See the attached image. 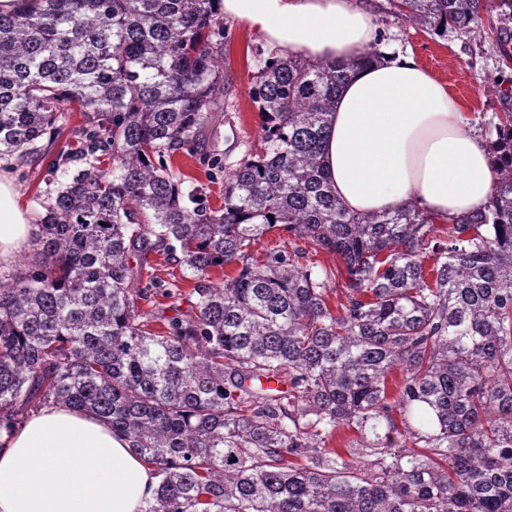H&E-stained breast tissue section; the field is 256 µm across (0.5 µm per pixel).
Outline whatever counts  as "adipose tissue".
Returning a JSON list of instances; mask_svg holds the SVG:
<instances>
[{
	"instance_id": "adipose-tissue-1",
	"label": "adipose tissue",
	"mask_w": 512,
	"mask_h": 512,
	"mask_svg": "<svg viewBox=\"0 0 512 512\" xmlns=\"http://www.w3.org/2000/svg\"><path fill=\"white\" fill-rule=\"evenodd\" d=\"M225 20L266 46L314 61L356 58L375 43L371 12L351 0H221ZM331 186L353 213L413 199L428 212L484 210L492 174L484 140L461 104L409 53L360 67L344 87L323 144ZM41 232L0 169V269ZM157 479L111 426L89 411L48 405L0 437V512H138Z\"/></svg>"
}]
</instances>
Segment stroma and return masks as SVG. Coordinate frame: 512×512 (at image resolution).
I'll return each instance as SVG.
<instances>
[{
  "label": "stroma",
  "instance_id": "35a3bbf8",
  "mask_svg": "<svg viewBox=\"0 0 512 512\" xmlns=\"http://www.w3.org/2000/svg\"><path fill=\"white\" fill-rule=\"evenodd\" d=\"M356 4L375 15L380 32L378 48L413 53L434 78L457 95L479 135H487L497 115L512 112V69L505 67L497 51L495 13L483 14L476 32L451 30L436 35L393 14L388 0H356ZM226 28L229 38L224 45V96L228 105L215 116L208 134L217 139L224 154V168L230 171L258 144L260 118L250 88L265 44L247 24L230 22ZM273 247L289 253L305 250V263L336 270L338 276L331 281L326 298L330 307H337L345 293V278L339 273L342 263L335 254L307 250L305 241L279 229L262 236L251 251L259 258Z\"/></svg>",
  "mask_w": 512,
  "mask_h": 512
}]
</instances>
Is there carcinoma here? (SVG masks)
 <instances>
[{"label":"carcinoma","instance_id":"obj_1","mask_svg":"<svg viewBox=\"0 0 512 512\" xmlns=\"http://www.w3.org/2000/svg\"><path fill=\"white\" fill-rule=\"evenodd\" d=\"M393 2L438 34L474 32L495 8L512 30V0ZM214 3L18 0L0 14V159L50 154L56 123L76 104L84 116L39 194L40 259L0 282V433L49 402L93 412L158 477L140 512H512V114L489 129L484 211L440 218L411 199L351 214L322 144L357 62L274 55L250 91L261 147L226 174L201 146L224 111ZM183 151L223 174L222 206L183 189ZM276 227L339 256L345 302L329 307L335 271L298 253L251 257ZM158 247L196 283L191 313L155 330L138 301L180 293L130 258ZM271 376L288 391L257 386ZM345 426L358 449L324 446Z\"/></svg>","mask_w":512,"mask_h":512}]
</instances>
